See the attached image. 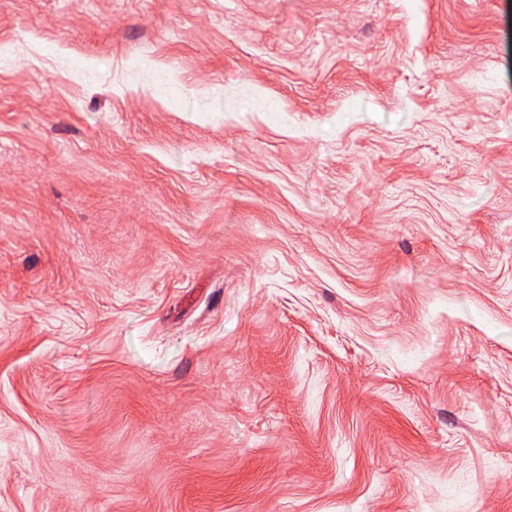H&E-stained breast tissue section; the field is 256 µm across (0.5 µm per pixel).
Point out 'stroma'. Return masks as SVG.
Masks as SVG:
<instances>
[{"instance_id":"35a3bbf8","label":"stroma","mask_w":512,"mask_h":512,"mask_svg":"<svg viewBox=\"0 0 512 512\" xmlns=\"http://www.w3.org/2000/svg\"><path fill=\"white\" fill-rule=\"evenodd\" d=\"M0 512H512V0H0Z\"/></svg>"}]
</instances>
